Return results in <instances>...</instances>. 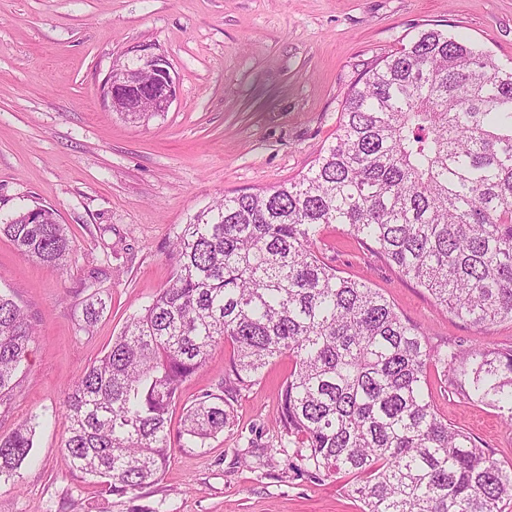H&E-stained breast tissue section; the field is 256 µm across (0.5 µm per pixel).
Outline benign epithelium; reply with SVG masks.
Returning a JSON list of instances; mask_svg holds the SVG:
<instances>
[{
  "instance_id": "benign-epithelium-1",
  "label": "benign epithelium",
  "mask_w": 512,
  "mask_h": 512,
  "mask_svg": "<svg viewBox=\"0 0 512 512\" xmlns=\"http://www.w3.org/2000/svg\"><path fill=\"white\" fill-rule=\"evenodd\" d=\"M113 112L135 120L138 112H166L176 95L175 81L167 62L159 57L146 60L134 69L115 67L101 91Z\"/></svg>"
}]
</instances>
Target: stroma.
<instances>
[{
    "label": "stroma",
    "mask_w": 512,
    "mask_h": 512,
    "mask_svg": "<svg viewBox=\"0 0 512 512\" xmlns=\"http://www.w3.org/2000/svg\"><path fill=\"white\" fill-rule=\"evenodd\" d=\"M512 65V0H0V221L52 208L73 245L68 270L20 256L0 236V289L35 325L29 366L0 435L37 417L31 461L0 487V512H362L348 478L304 472L279 447L280 357L231 401L233 423L201 448L176 449L159 481L126 496L84 484L62 441L63 393L100 358L128 315L174 273L169 243L224 196L289 183L331 143L365 72L430 24ZM164 58L176 82L168 112L131 122L104 106L114 66ZM320 251L366 280L434 344L512 347V321L475 329L348 235L326 228ZM107 309L84 331L83 308ZM216 347L183 385L181 409L214 393L229 362ZM438 412L512 466V428L428 373Z\"/></svg>",
    "instance_id": "35a3bbf8"
}]
</instances>
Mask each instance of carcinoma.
Returning a JSON list of instances; mask_svg holds the SVG:
<instances>
[{
  "mask_svg": "<svg viewBox=\"0 0 512 512\" xmlns=\"http://www.w3.org/2000/svg\"><path fill=\"white\" fill-rule=\"evenodd\" d=\"M329 224L345 225L440 311L477 329L512 321V69L424 30L351 89L335 141L306 173L195 214L172 242V280L64 393L72 471L114 495L156 483L172 456L181 386L224 343L225 395L184 409L179 447L223 432L233 423L228 395L286 356L279 422L298 436L305 467L355 476L363 512H504L512 469L440 416L425 388L439 368L511 426L512 348L431 345L380 292L324 261ZM0 235L40 263L71 261L51 208L15 213ZM105 308L90 296L82 329ZM34 340L14 293L0 291V407ZM38 426L33 417L0 435V485L15 484Z\"/></svg>",
  "mask_w": 512,
  "mask_h": 512,
  "instance_id": "carcinoma-1",
  "label": "carcinoma"
}]
</instances>
